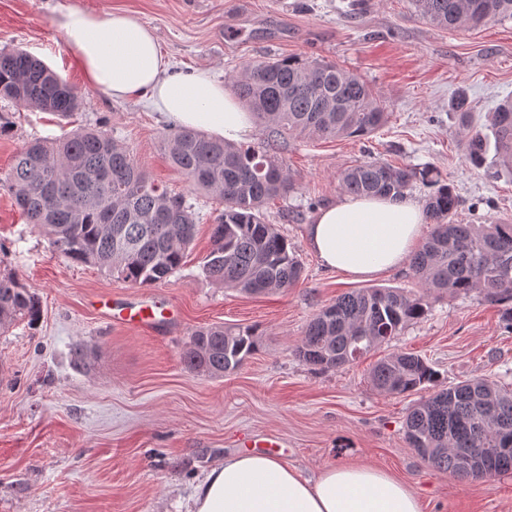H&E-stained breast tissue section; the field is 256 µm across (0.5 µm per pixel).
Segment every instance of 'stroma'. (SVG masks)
Wrapping results in <instances>:
<instances>
[{"label": "stroma", "mask_w": 512, "mask_h": 512, "mask_svg": "<svg viewBox=\"0 0 512 512\" xmlns=\"http://www.w3.org/2000/svg\"><path fill=\"white\" fill-rule=\"evenodd\" d=\"M79 7L130 12L151 27L173 71L209 68L231 80L251 62L303 56L359 75L390 119L358 139H284L295 188L265 220L303 266L284 293L250 295L202 272L217 204L191 193L169 163L170 123L151 106L115 101L88 83L56 21ZM39 57L82 94L64 118L0 99V175L28 142L100 127L130 149L156 183L183 193L198 234L165 282L133 285L55 251L0 185V272L41 300L39 319L0 334V512H189L196 486L225 456L278 443L283 462L315 478L331 464L385 470L420 497L422 512H512V470L470 481L426 464L404 437L415 395H388L368 379L384 354L408 351L437 373L436 388L484 377L512 384V329L500 305L477 293L431 295L425 315L381 349L323 371L295 353L310 319L336 296L369 287L422 288L410 264L355 279L324 266L308 243L316 208L336 202L348 167L379 159L434 168L461 200L464 224L512 221V176L494 160H465L453 104L465 96L474 130L512 98V22L439 27L412 0H0V48ZM162 295L178 323L150 330L112 324L97 296ZM255 329L260 348L220 378L182 363L192 331L215 324Z\"/></svg>", "instance_id": "1"}]
</instances>
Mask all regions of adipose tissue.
Segmentation results:
<instances>
[{"label": "adipose tissue", "mask_w": 512, "mask_h": 512, "mask_svg": "<svg viewBox=\"0 0 512 512\" xmlns=\"http://www.w3.org/2000/svg\"><path fill=\"white\" fill-rule=\"evenodd\" d=\"M57 26L89 84L113 99H144L173 125L235 144L250 140L251 114L224 83L206 69L169 72L153 31L134 15L71 7ZM423 224L421 205L409 198L350 196L317 211L308 241L328 269L369 278L400 266ZM192 512H421V506L402 481L379 469L332 465L310 480L277 457L247 452L226 456L205 476Z\"/></svg>", "instance_id": "1"}]
</instances>
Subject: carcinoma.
<instances>
[{
    "instance_id": "1",
    "label": "carcinoma",
    "mask_w": 512,
    "mask_h": 512,
    "mask_svg": "<svg viewBox=\"0 0 512 512\" xmlns=\"http://www.w3.org/2000/svg\"><path fill=\"white\" fill-rule=\"evenodd\" d=\"M414 5L446 28L512 20V0H414ZM233 86L265 132L259 146L237 147L181 129L164 138V150L191 189L224 206L202 264L206 277L249 294L286 291L299 282L302 266L288 240L263 217L268 201L294 189L288 167L278 158L280 139L362 138L382 126L388 113L359 76L299 56L251 63ZM0 98L64 117L80 107L74 86L19 48L0 50ZM488 118L495 162L512 176V99ZM489 141L479 134L463 139L472 167L484 165ZM417 181L436 186L426 204L432 231L411 258L424 293L366 288L338 296L306 326L296 347L305 363L330 370L359 359L420 319L431 293L478 292L494 303L511 304L512 320V222L455 223L459 197L430 167L367 160L342 172L340 188L360 197H403ZM0 182L55 250L133 285L166 281L195 238L196 216L185 197L155 183L136 156L100 128L28 143ZM40 312L36 293L17 276L0 273V330L21 320L32 324ZM259 345L250 327L212 325L191 333L182 359L191 371L222 377L239 369ZM436 378L423 358L404 351L388 355L370 373L376 389L393 395L426 391ZM405 439L423 461L462 479H482L459 465L472 449L492 453L488 477L512 470V388L479 379L433 391L409 410Z\"/></svg>"
}]
</instances>
